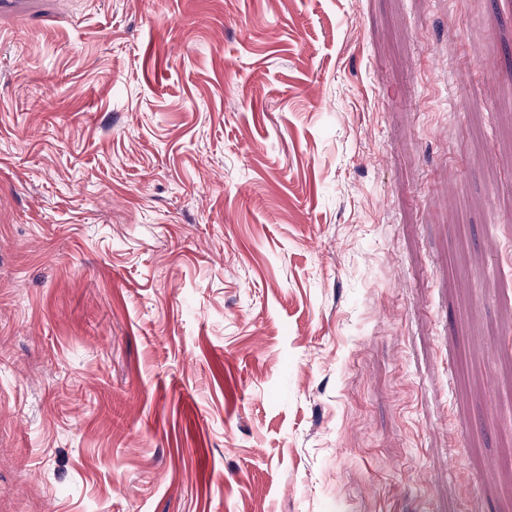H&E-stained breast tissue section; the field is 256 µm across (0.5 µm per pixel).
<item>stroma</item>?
I'll use <instances>...</instances> for the list:
<instances>
[{
  "label": "stroma",
  "instance_id": "35a3bbf8",
  "mask_svg": "<svg viewBox=\"0 0 512 512\" xmlns=\"http://www.w3.org/2000/svg\"><path fill=\"white\" fill-rule=\"evenodd\" d=\"M512 0H0V512H512Z\"/></svg>",
  "mask_w": 512,
  "mask_h": 512
}]
</instances>
